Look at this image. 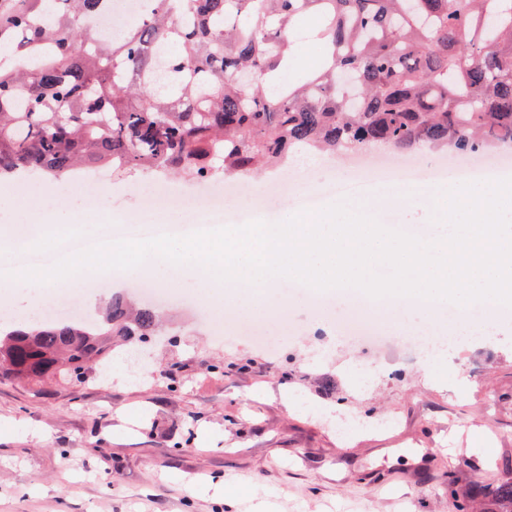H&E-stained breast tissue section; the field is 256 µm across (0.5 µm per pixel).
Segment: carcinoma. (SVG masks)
Returning <instances> with one entry per match:
<instances>
[{"label": "carcinoma", "mask_w": 512, "mask_h": 512, "mask_svg": "<svg viewBox=\"0 0 512 512\" xmlns=\"http://www.w3.org/2000/svg\"><path fill=\"white\" fill-rule=\"evenodd\" d=\"M109 0H0V179L112 174L246 176L291 149L383 142L464 153L512 143V0H149L116 40ZM311 15L318 67L284 78ZM160 322L114 295L94 320L0 326V375L41 384L112 363V340ZM512 512V476L498 482Z\"/></svg>", "instance_id": "cac0c4a2"}]
</instances>
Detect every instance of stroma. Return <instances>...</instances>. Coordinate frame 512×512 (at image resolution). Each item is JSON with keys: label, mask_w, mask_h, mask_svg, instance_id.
Here are the masks:
<instances>
[{"label": "stroma", "mask_w": 512, "mask_h": 512, "mask_svg": "<svg viewBox=\"0 0 512 512\" xmlns=\"http://www.w3.org/2000/svg\"><path fill=\"white\" fill-rule=\"evenodd\" d=\"M347 152L304 148L286 165L239 178L224 208L239 221L281 222L300 212L296 198L262 202L266 183L291 167L325 186L350 181ZM105 175L102 193L59 181L38 192L32 213L16 214L0 192V248L15 240L41 245L48 230L70 238L76 214L86 236L114 235L117 225L154 223L143 198L157 184L192 186V178L137 171ZM389 177L373 173L353 207H371L384 224H430L425 201L392 205ZM0 323H36L58 292L31 302L8 288ZM164 334L147 345L137 369L110 381L89 371L79 388L0 381V512H451L449 490L484 489L472 512H498L492 493L512 465V337L489 320L487 335L459 346L430 370L389 343L377 355L340 342L327 320L303 303L288 321L257 322L285 342L278 356L247 337L212 342L194 312L162 314ZM397 420L380 429V420ZM191 449H180L185 438Z\"/></svg>", "instance_id": "1"}]
</instances>
